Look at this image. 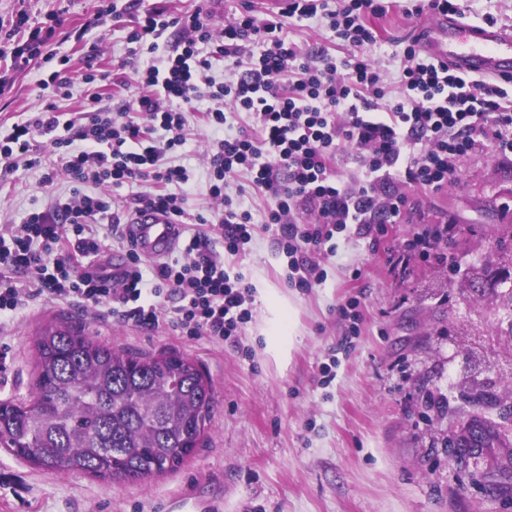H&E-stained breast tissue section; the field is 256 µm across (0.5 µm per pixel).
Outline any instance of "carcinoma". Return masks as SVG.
Returning a JSON list of instances; mask_svg holds the SVG:
<instances>
[{"instance_id": "cac0c4a2", "label": "carcinoma", "mask_w": 512, "mask_h": 512, "mask_svg": "<svg viewBox=\"0 0 512 512\" xmlns=\"http://www.w3.org/2000/svg\"><path fill=\"white\" fill-rule=\"evenodd\" d=\"M495 287L512 318V276ZM34 345L32 399L0 400L1 449L45 471L145 480L178 470L203 440L214 394L194 362L99 344L66 323L44 327ZM498 396L495 385L477 382L454 409L432 393L425 407L465 421V439L512 448V437L479 414Z\"/></svg>"}]
</instances>
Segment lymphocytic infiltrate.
Segmentation results:
<instances>
[{
    "instance_id": "1",
    "label": "lymphocytic infiltrate",
    "mask_w": 512,
    "mask_h": 512,
    "mask_svg": "<svg viewBox=\"0 0 512 512\" xmlns=\"http://www.w3.org/2000/svg\"><path fill=\"white\" fill-rule=\"evenodd\" d=\"M385 11L382 0H287L280 15L260 19L247 5L218 37L200 9L175 15L144 0H97L91 22L74 29L75 40L130 14L129 52L150 62L134 71V92L119 105L94 93L67 118L50 104L0 139L6 170L43 169L50 186L62 169L72 183L46 210L0 229V321L40 298L102 306L148 329L165 321L184 336L233 342L253 317L254 298L224 259L245 254L257 230L270 233L287 258L289 283L314 288L325 274L311 250L343 231L366 239L400 222L408 200L391 191L395 177L439 191L456 181L458 162L482 147L511 155L512 77L464 75L410 45L399 55L396 80L388 81L370 57L380 42L370 20ZM314 17L327 20L335 50L309 54L289 40L286 20ZM62 24L56 14L34 26L23 14L0 19V96L11 91L14 72L33 63L51 68L40 91L69 89V58L51 48ZM170 30L178 41L165 53ZM218 58L230 75L219 84L208 76ZM196 106L213 134L208 182L216 239L204 230L208 218L184 207L190 169L166 162L184 145L187 111ZM243 113L249 124L229 133ZM347 157L357 172L345 182L336 165ZM132 183L140 192L118 201L115 189ZM89 185L96 193H86ZM251 193L271 199L261 215L246 202ZM124 206L157 207L199 229L180 258L153 265L152 279L134 254L121 279L88 271L85 260L99 256L106 240L120 241L114 217ZM304 211L314 214L313 223L299 222Z\"/></svg>"
}]
</instances>
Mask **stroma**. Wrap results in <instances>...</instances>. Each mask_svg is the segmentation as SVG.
<instances>
[{
  "mask_svg": "<svg viewBox=\"0 0 512 512\" xmlns=\"http://www.w3.org/2000/svg\"><path fill=\"white\" fill-rule=\"evenodd\" d=\"M170 13L203 8L215 33L251 3L257 13L282 0H150ZM95 0H0V18L26 13L30 22L56 13L71 29L83 24ZM430 12L404 15L391 8L374 21L382 38L371 55L388 77L395 55L416 40ZM129 17L93 30L87 42L56 44L70 58L77 82L58 111L83 103L78 79L86 58L111 82L145 67L146 57L127 53ZM37 65L18 71L8 98L0 100V134L21 114L47 104ZM211 133L191 123L176 163L194 175L186 209L210 215L207 150ZM459 181L421 192L404 179L392 189L410 201L402 223L385 225L363 240L337 233L335 254H321L322 285L290 286L287 260L270 234L257 233L249 251L232 261L249 285L265 284L289 299L295 340L286 363L266 351L263 328L269 312L255 299L253 318L239 346L181 335L168 324L148 330L67 303L30 302L0 324V400L28 399L32 391L38 331L52 322L83 329L100 343L143 356L173 353L194 361L211 380L215 404L206 435L178 470L144 481H112L51 473L0 450V512H512V490L488 495L479 482L449 465L443 443L448 423L426 418L423 391L460 396L474 381L512 382V318L499 302L470 289L497 271L512 273V156L484 147L458 164ZM42 170L20 168L0 179V225L17 224L45 210L72 184L58 172L52 186ZM435 224L450 225L447 244L425 239ZM450 251L457 271L436 259ZM356 301L357 325L341 309Z\"/></svg>",
  "mask_w": 512,
  "mask_h": 512,
  "instance_id": "35a3bbf8",
  "label": "stroma"
}]
</instances>
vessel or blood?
<instances>
[{"mask_svg": "<svg viewBox=\"0 0 512 512\" xmlns=\"http://www.w3.org/2000/svg\"><path fill=\"white\" fill-rule=\"evenodd\" d=\"M422 49L465 74L512 75V31L471 24L456 14L440 16L429 27ZM126 233L141 257L158 260L179 247L183 227L161 210L143 208L130 215Z\"/></svg>", "mask_w": 512, "mask_h": 512, "instance_id": "vessel-or-blood-1", "label": "vessel or blood"}]
</instances>
